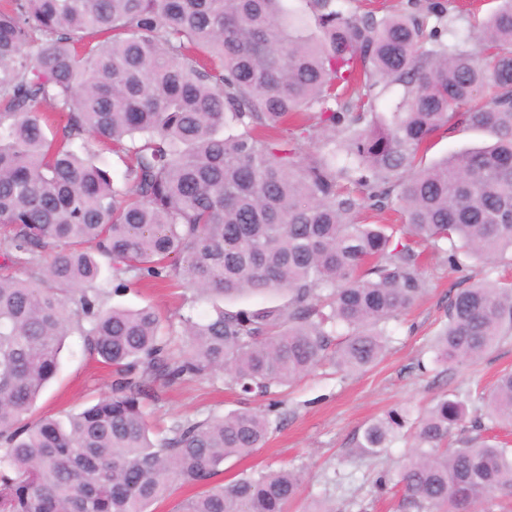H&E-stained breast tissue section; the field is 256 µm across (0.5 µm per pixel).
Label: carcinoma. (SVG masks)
Listing matches in <instances>:
<instances>
[{
  "instance_id": "obj_1",
  "label": "carcinoma",
  "mask_w": 512,
  "mask_h": 512,
  "mask_svg": "<svg viewBox=\"0 0 512 512\" xmlns=\"http://www.w3.org/2000/svg\"><path fill=\"white\" fill-rule=\"evenodd\" d=\"M305 2L306 15L288 0H0V252L26 273L0 274V512H151L178 487L193 494L173 512H288L299 471L214 483L282 418L273 389L330 353L346 372L375 365L389 322L427 292L428 257L456 269L512 252V0L466 38L451 0L381 16ZM457 127L494 142L426 163ZM390 210L402 223H366ZM493 272L456 290L434 363L471 364L512 335V282ZM142 280L210 310L174 324L107 305ZM266 291L288 301L224 306ZM74 334L110 391L65 421L34 418ZM219 375L265 410L150 438L158 386ZM478 401V436L444 451L464 401L419 414L416 449L376 491L396 482L417 512L512 497V450L479 435L512 426V371ZM409 416L370 422L356 448L380 454Z\"/></svg>"
}]
</instances>
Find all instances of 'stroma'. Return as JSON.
<instances>
[{
	"label": "stroma",
	"instance_id": "1",
	"mask_svg": "<svg viewBox=\"0 0 512 512\" xmlns=\"http://www.w3.org/2000/svg\"><path fill=\"white\" fill-rule=\"evenodd\" d=\"M475 257L462 270L449 269L440 259L430 261L426 295L401 320L390 322L391 341L382 359L365 372L347 374L326 364L313 375L280 389L286 400L285 418L273 429L263 448L246 458L225 461L221 482L243 471L300 469L303 491L291 512H303L312 498L325 497L337 512H411L402 493L392 489L377 495L373 485L380 471L395 469L415 446L412 429H404L390 448L378 456L359 454L356 441L364 427L396 407L423 412L443 395L467 397L489 386L503 370L512 369V335L487 351L477 362L451 369L435 365L433 337L447 321V306L456 288L469 275L483 271ZM185 289L139 283L111 296L109 305L127 308L153 306L162 316L192 312L205 315V303H190ZM112 374L91 359L80 337H69L60 354L57 376L35 404L36 415L63 417L80 411L93 398L108 392ZM261 410L265 403H243L227 389L223 378L180 383L161 388L152 405L151 420L158 426L172 420L224 415L242 406Z\"/></svg>",
	"mask_w": 512,
	"mask_h": 512
}]
</instances>
